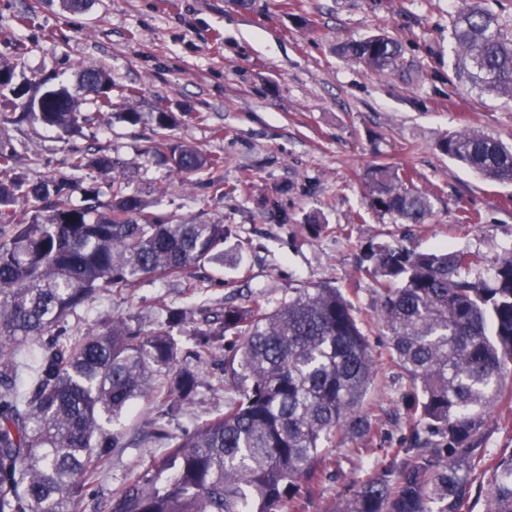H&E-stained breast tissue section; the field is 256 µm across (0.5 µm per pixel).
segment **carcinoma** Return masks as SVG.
Returning a JSON list of instances; mask_svg holds the SVG:
<instances>
[{
	"instance_id": "cac0c4a2",
	"label": "carcinoma",
	"mask_w": 512,
	"mask_h": 512,
	"mask_svg": "<svg viewBox=\"0 0 512 512\" xmlns=\"http://www.w3.org/2000/svg\"><path fill=\"white\" fill-rule=\"evenodd\" d=\"M451 37L470 80L484 93L512 99V36L477 0L451 16ZM342 54L384 75L401 59L400 43L374 35L341 46ZM0 64L21 118L75 130L88 121L79 99L112 109V82L99 67L80 72L76 92L61 86L26 98ZM162 133L144 153L161 156L185 177L222 167L219 157L175 145L163 131L174 117L157 107ZM448 157L482 177L512 182V149L477 131L448 136ZM16 146L0 133V512H80L86 488L109 450L122 448L112 421L140 399L189 409L201 371L224 349V410L169 438L113 498L109 512H301L322 481L326 444L336 434L368 432L364 401L375 361L340 289L295 288L271 308L261 297L245 307L197 310L158 300L165 318L151 329L114 317L83 335L68 316L105 292L122 294L144 277L184 278L220 260L221 222L157 218L149 203L112 177V200L85 190L71 202L76 174H110L118 161L74 152L69 172L39 181L12 177ZM370 204L408 224L423 222L430 199L409 188L390 164L364 174ZM41 207H17L18 200ZM378 289L379 316L393 360L414 385L409 436L379 469L327 512H472L474 484L487 480V512H512V454L492 456L485 425L492 408L512 403L502 379L512 373V248L492 262V278L472 275L479 260L462 250L422 253L380 244L365 254ZM193 325V362L180 360L176 330ZM30 340L41 353L27 385L17 351Z\"/></svg>"
}]
</instances>
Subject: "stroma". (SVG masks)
Segmentation results:
<instances>
[{"mask_svg": "<svg viewBox=\"0 0 512 512\" xmlns=\"http://www.w3.org/2000/svg\"><path fill=\"white\" fill-rule=\"evenodd\" d=\"M461 0H90L70 11L65 0H0V63L33 93L75 87L82 68L107 66L112 108L64 133L35 121L13 124L14 173L36 181L65 171L71 149L118 159L117 176L157 215L220 221L229 235L223 266L195 269L202 288L185 280L143 279L68 318L87 330L99 321L134 315L154 326L156 297L197 309L270 306L290 289L329 283L351 301L373 348L376 375L366 398L369 431L336 437L332 465L306 512H326L353 489L361 463L381 464L409 435V374L391 362L378 319L376 283L365 254L378 244L419 252L465 250L480 272L512 248V183L483 179L440 151L453 133L475 129L512 146V100L482 93L456 70L450 17ZM386 33L403 55L384 75L338 54L345 41ZM27 50L16 55L15 39ZM174 112L168 135L223 158L218 171L182 180L142 152L156 130L158 108ZM138 113L137 123L126 119ZM388 163L411 170L432 214L404 224L373 209L363 174ZM220 180L216 192L211 180ZM323 224L313 233L311 223ZM191 410L164 420L178 434L209 420L230 392L224 352L202 371ZM160 411L145 405L116 424L125 446L113 452L88 490L84 512H108L129 474L165 442L156 435ZM364 449L356 457V449Z\"/></svg>", "mask_w": 512, "mask_h": 512, "instance_id": "obj_1", "label": "stroma"}]
</instances>
